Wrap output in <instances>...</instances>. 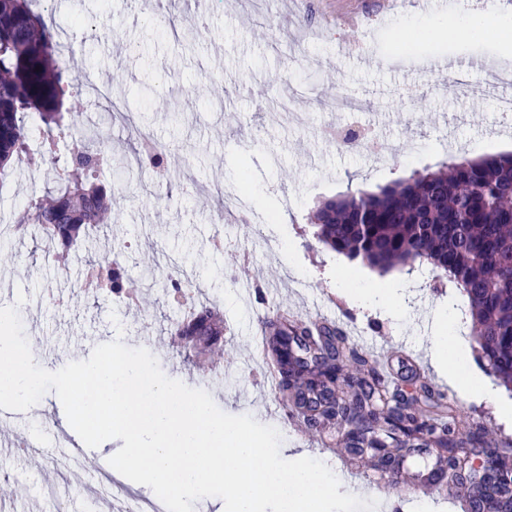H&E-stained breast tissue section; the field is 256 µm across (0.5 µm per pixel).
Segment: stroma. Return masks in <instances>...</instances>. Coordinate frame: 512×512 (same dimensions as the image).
Segmentation results:
<instances>
[{
	"instance_id": "obj_1",
	"label": "stroma",
	"mask_w": 512,
	"mask_h": 512,
	"mask_svg": "<svg viewBox=\"0 0 512 512\" xmlns=\"http://www.w3.org/2000/svg\"><path fill=\"white\" fill-rule=\"evenodd\" d=\"M470 8L471 0H66L54 7L73 74L98 79V91L77 97L79 125L106 122L117 155L147 142L165 145L168 162L161 171L103 173L114 196L112 222L68 267L45 258L30 237L1 235L0 282L10 288L0 292V306H17L30 345L55 370L119 338L149 348L166 376L189 387L223 376L216 406L276 428L287 460L303 451L319 460L322 445L340 450L344 441L332 426L302 436L289 429L280 394L254 373L261 320L279 310L308 321L333 317L363 354L384 346V368L404 390L418 396L426 384L455 401L460 435L478 425L487 445L512 440V424L493 405L452 387L429 364L433 315L449 302L447 283L400 272L411 320L394 326L340 294L344 270L362 263L318 246L310 223L320 201L347 188L374 190L438 169L448 142L468 158L512 152V130L497 110L502 92L476 68H512V58H503L496 35H459L452 19ZM196 19L202 31H193ZM403 29L428 33L405 56L394 48ZM437 58L471 68L481 101L452 95L447 77L430 69ZM325 88L360 106L387 147L385 163L367 149L336 144L328 129L344 115L329 111ZM52 184L47 168L16 170L0 189V219L15 221L21 204ZM242 196L248 209L238 204ZM88 252L121 258L136 304L114 302L91 286ZM170 262L183 278L203 282L200 304L223 315L221 349L201 354L174 345V324L193 308L167 294L160 270ZM247 282L263 289L265 303L245 296ZM8 431L38 434L43 447L35 467L16 452H0V483L12 486L23 472L31 484L26 495L7 499V512H46L45 486L68 493L72 512H109L112 490L96 473L122 440L82 448L80 465H68L56 437L71 428L52 391ZM363 496L376 501L375 512H448L442 497L405 486L371 487Z\"/></svg>"
}]
</instances>
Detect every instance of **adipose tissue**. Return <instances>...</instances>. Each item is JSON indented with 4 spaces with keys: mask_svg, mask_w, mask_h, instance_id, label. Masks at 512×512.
Listing matches in <instances>:
<instances>
[{
    "mask_svg": "<svg viewBox=\"0 0 512 512\" xmlns=\"http://www.w3.org/2000/svg\"><path fill=\"white\" fill-rule=\"evenodd\" d=\"M344 289L357 307L381 312L398 322L407 319L403 283H381L363 277L347 280ZM429 354L434 367L447 374L456 389L495 402L500 417H512V405L498 400L495 388L468 365L469 347L462 334L456 303H449L447 311L436 314Z\"/></svg>",
    "mask_w": 512,
    "mask_h": 512,
    "instance_id": "obj_1",
    "label": "adipose tissue"
}]
</instances>
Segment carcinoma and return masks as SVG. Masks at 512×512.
<instances>
[{
  "label": "carcinoma",
  "mask_w": 512,
  "mask_h": 512,
  "mask_svg": "<svg viewBox=\"0 0 512 512\" xmlns=\"http://www.w3.org/2000/svg\"><path fill=\"white\" fill-rule=\"evenodd\" d=\"M69 93L55 29L45 23L38 0H0V177L21 164L51 166L55 186L31 198L16 224L56 260L105 223L112 193L99 172L124 167L112 158L106 134L65 122ZM65 137L72 147L61 157L57 143ZM35 138L41 147L31 153ZM312 224L316 244L352 260L383 272L425 261L435 276L448 278L468 301L479 360L512 391V153L453 159L377 192L348 190L322 202ZM85 263L107 294H128V270L119 261ZM262 324L264 355L277 370L287 419L311 430L343 422L358 442L369 433L374 458L383 466L392 464L393 451L405 442L434 438L441 444L446 438L448 446L433 452L447 454V465L439 466L431 481L448 484L445 469L455 467L462 453L461 416L445 395L421 400L418 409L401 404L399 387L368 366L333 325L290 322L281 315ZM173 335L185 347L220 346L224 321L214 307L203 305L176 324ZM341 384L353 389L346 404L336 400ZM458 494L464 512H483L486 497L463 486Z\"/></svg>",
  "instance_id": "1"
}]
</instances>
